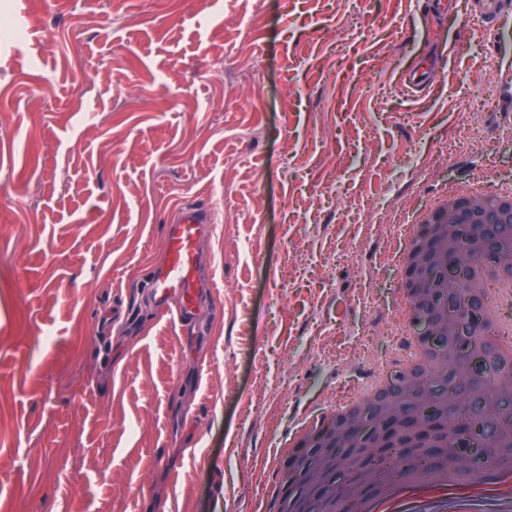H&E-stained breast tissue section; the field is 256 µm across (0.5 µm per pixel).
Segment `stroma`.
Here are the masks:
<instances>
[{"instance_id":"35a3bbf8","label":"stroma","mask_w":512,"mask_h":512,"mask_svg":"<svg viewBox=\"0 0 512 512\" xmlns=\"http://www.w3.org/2000/svg\"><path fill=\"white\" fill-rule=\"evenodd\" d=\"M511 123L512 27L439 0H0V512H279L400 348L406 215L512 178ZM185 203L191 334L137 295Z\"/></svg>"}]
</instances>
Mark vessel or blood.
<instances>
[{
	"instance_id": "b4317fda",
	"label": "vessel or blood",
	"mask_w": 512,
	"mask_h": 512,
	"mask_svg": "<svg viewBox=\"0 0 512 512\" xmlns=\"http://www.w3.org/2000/svg\"><path fill=\"white\" fill-rule=\"evenodd\" d=\"M485 9L479 20L489 31L512 23V10L505 0H482ZM217 221L213 209L181 210L176 220L165 228V262L146 284L157 315L187 325L198 298V256L196 245L200 237L212 231Z\"/></svg>"
}]
</instances>
